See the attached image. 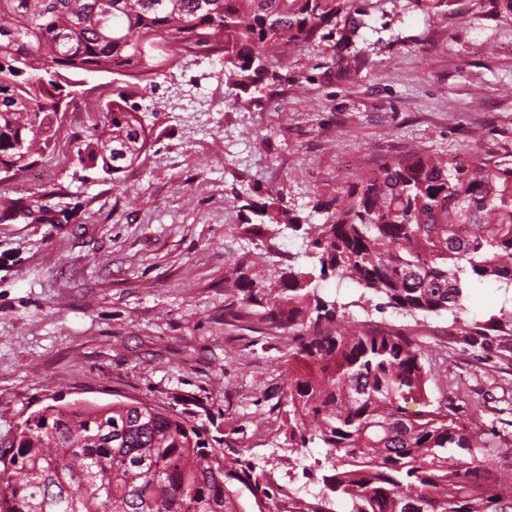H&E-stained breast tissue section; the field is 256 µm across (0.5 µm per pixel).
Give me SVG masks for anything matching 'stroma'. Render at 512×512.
I'll list each match as a JSON object with an SVG mask.
<instances>
[{
    "mask_svg": "<svg viewBox=\"0 0 512 512\" xmlns=\"http://www.w3.org/2000/svg\"><path fill=\"white\" fill-rule=\"evenodd\" d=\"M489 0H356L324 40L291 49L267 80L227 98L223 75L199 53L151 82L79 73L55 144L33 167L0 173V439L48 404L135 399L195 419L225 454L264 471L270 498L242 491L248 512H287L304 488L326 512L350 502L326 490V450L285 437L288 330L233 314L226 276L250 267L272 282L303 252L302 226L330 216L348 184L417 151L455 161L512 163V13ZM357 51L350 77L336 60ZM199 88L209 109L184 108ZM144 113L141 158L117 176L83 170L79 112L113 92ZM286 209L299 231H255L256 209ZM362 330L404 332L423 355L426 403L512 444V286L466 291L459 314L409 315L336 277L317 283Z\"/></svg>",
    "mask_w": 512,
    "mask_h": 512,
    "instance_id": "1",
    "label": "stroma"
}]
</instances>
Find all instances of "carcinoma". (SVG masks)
Segmentation results:
<instances>
[{
    "label": "carcinoma",
    "mask_w": 512,
    "mask_h": 512,
    "mask_svg": "<svg viewBox=\"0 0 512 512\" xmlns=\"http://www.w3.org/2000/svg\"><path fill=\"white\" fill-rule=\"evenodd\" d=\"M353 0H0V172L50 148L73 94L71 72L156 75L205 44L228 88L262 81L288 49L312 42ZM146 130L109 100L78 146L86 170L139 160ZM303 255L257 284L238 266L241 302L288 328V440L328 448L324 485L350 512H512V463L439 405L413 415L427 372L408 336L342 324L313 286L336 276L406 313L455 312L468 281L512 285V164L416 152L369 172L310 225ZM0 456V512H244L233 482L269 495L264 473L230 460L195 421L131 401L47 405L16 424Z\"/></svg>",
    "instance_id": "carcinoma-1"
}]
</instances>
